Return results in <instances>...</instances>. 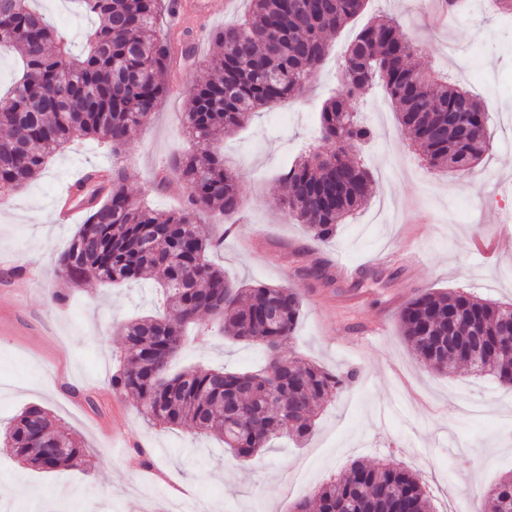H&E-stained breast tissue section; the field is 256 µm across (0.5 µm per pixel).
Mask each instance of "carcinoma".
<instances>
[{
	"label": "carcinoma",
	"mask_w": 512,
	"mask_h": 512,
	"mask_svg": "<svg viewBox=\"0 0 512 512\" xmlns=\"http://www.w3.org/2000/svg\"><path fill=\"white\" fill-rule=\"evenodd\" d=\"M29 0H0V55L15 54L20 68L0 95V205L42 174L68 143L96 138L117 155L133 129L145 125L166 96L162 81L173 46L157 29L166 0H79L97 23L80 58L67 39ZM244 20L212 34L222 52L209 61L216 76L193 87L182 125L194 150L175 158L173 174L188 207L160 212L128 192L123 166L106 183L91 175L78 183L83 224L56 260L60 287L49 301L60 306L89 278L128 283L154 277L166 295L164 313L123 326L126 350L112 374V392L133 398L140 413L165 428L188 426L215 434L237 459L251 458L279 437L306 440L317 410L355 373L333 374L282 346L294 336L302 302L281 286L235 283L208 259L218 242L206 237L196 214L222 219L244 204L243 187L219 149L257 112L300 96L326 58L327 36L340 33L367 0H248ZM412 42L392 18L367 22L351 40L342 87L322 105L320 144L281 175L288 184L282 210L320 243L371 198L374 177L356 160L375 139L352 104L356 92L378 85L397 109L399 123L434 170L467 177L489 150L487 115L480 99L432 72L409 65ZM483 337L482 363L467 360L448 342V310ZM203 314L230 340L269 352L261 373L190 369L170 373L185 344L184 329ZM512 303L460 292L426 289L402 309V336L423 364L460 366L512 385V349L501 329ZM25 466L42 471L81 470L86 449L63 432L43 407L31 406L0 431ZM512 510V475L491 487L476 512ZM296 512H435L424 482L396 463L354 461L318 487Z\"/></svg>",
	"instance_id": "obj_1"
}]
</instances>
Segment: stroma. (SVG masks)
Returning a JSON list of instances; mask_svg holds the SVG:
<instances>
[{
  "label": "stroma",
  "instance_id": "1",
  "mask_svg": "<svg viewBox=\"0 0 512 512\" xmlns=\"http://www.w3.org/2000/svg\"><path fill=\"white\" fill-rule=\"evenodd\" d=\"M175 8L173 33L191 29L197 60L175 58L164 79L171 89L151 121L133 132L120 157L101 142L83 139L55 155L43 173L13 191L0 206V426L22 409L39 405L89 450L87 472H38L0 447V512H167L189 492L207 512H294L322 483L356 459L400 463L416 472L436 512H474L502 476L512 472V386L419 363L399 329V314L419 291L464 290L512 302V15L486 13L484 0H468L453 29L435 28L430 0H368L364 12L333 39L321 72L287 116L266 110L221 143L224 158L245 187L242 210L225 218L222 236L212 215H200L205 234L221 237L211 261L231 279L285 286L302 299L296 333L283 353H295L333 373L355 378L318 414L301 445L280 440L260 456L233 458L223 441L189 427L146 423L136 403L112 393L127 320L156 314L164 295L154 283L110 285L90 279L68 302L50 305L55 257L77 223H54L64 190L77 171L119 161L134 198L159 211L185 207L178 185L152 191L175 154L190 142L181 127L200 63L217 53L211 30L239 21L247 0H195ZM81 54L94 17L72 0H35ZM378 16L396 19L416 51L413 63L435 71L480 98L489 113L490 151L467 180L427 169L384 92L366 89L355 101L362 120L377 132L360 160L377 184L370 202L340 225L329 244L313 241L305 226L278 206L285 188L280 172L318 137V113L339 88V62L354 34ZM394 250L385 264L375 255ZM356 266L354 276L337 261ZM199 340L176 355L175 368L262 367L256 344L216 336L200 318ZM146 448L153 464L133 457Z\"/></svg>",
  "mask_w": 512,
  "mask_h": 512
}]
</instances>
